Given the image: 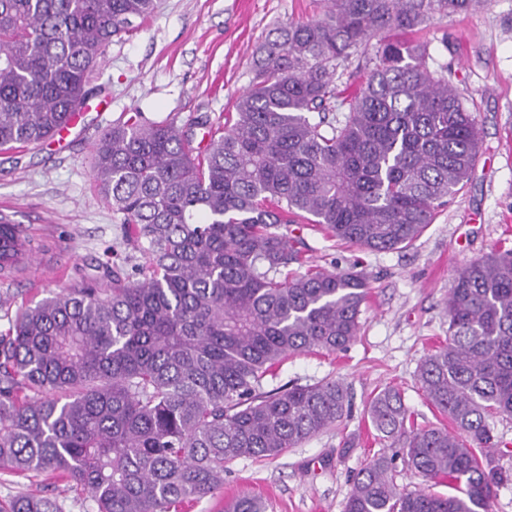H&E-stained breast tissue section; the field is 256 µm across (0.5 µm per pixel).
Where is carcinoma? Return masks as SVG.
<instances>
[{"instance_id": "cac0c4a2", "label": "carcinoma", "mask_w": 512, "mask_h": 512, "mask_svg": "<svg viewBox=\"0 0 512 512\" xmlns=\"http://www.w3.org/2000/svg\"><path fill=\"white\" fill-rule=\"evenodd\" d=\"M482 2L313 0L318 16L265 35L224 124L131 112L106 129L91 178L145 264L136 277L112 269L110 288H64L8 317L0 468L63 481L97 512H186L224 487L229 464L276 459L348 417L336 379L261 391L289 357L348 347L369 299L353 268L285 273L307 263L288 225L369 251L409 248L462 192L481 131L417 34ZM157 7L0 0V151L54 136L85 105L112 39ZM355 56L358 93L341 97ZM17 235L0 224V267ZM444 312L448 344L420 361L416 381L451 427H415L404 392L381 387L366 417L394 450L360 469L345 512H491L512 483L490 455L493 418L512 417V249L458 270ZM399 455L452 493L399 489ZM0 512L62 510L23 495ZM226 512L265 503L241 495Z\"/></svg>"}]
</instances>
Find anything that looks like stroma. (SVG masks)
Masks as SVG:
<instances>
[{"label":"stroma","instance_id":"1","mask_svg":"<svg viewBox=\"0 0 512 512\" xmlns=\"http://www.w3.org/2000/svg\"><path fill=\"white\" fill-rule=\"evenodd\" d=\"M311 14L309 0H162L152 17L106 48L90 81L98 95L80 124L65 137L0 152V205L14 208L38 244L29 272L0 281V334L8 328L6 312L18 304L86 281L106 287V266L132 270L134 250L122 242V217L90 176L100 133L125 112L156 121L174 116L184 124L233 111L268 30ZM421 38L473 103L485 146L475 174L407 249L371 252L293 225L312 264L361 270L372 292L346 351L295 356L263 387L336 378L349 388L352 413L278 459L230 464L223 490L188 512H224L225 501L243 493L263 498L266 512H344L352 476L381 448L364 405L384 384L404 390L418 425L444 421L427 404L415 371L425 354L446 342L443 302L457 271L512 249V0H483L468 13L434 18Z\"/></svg>","mask_w":512,"mask_h":512}]
</instances>
